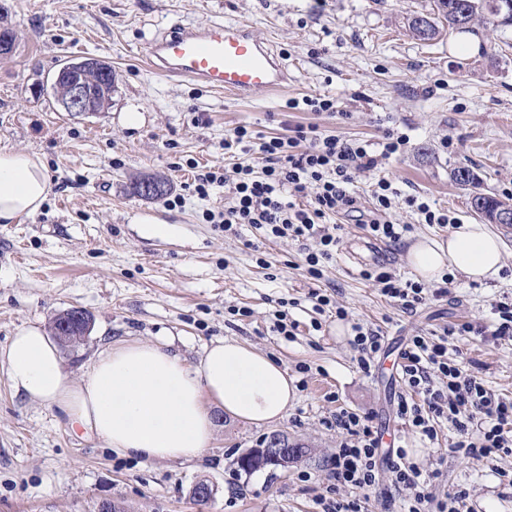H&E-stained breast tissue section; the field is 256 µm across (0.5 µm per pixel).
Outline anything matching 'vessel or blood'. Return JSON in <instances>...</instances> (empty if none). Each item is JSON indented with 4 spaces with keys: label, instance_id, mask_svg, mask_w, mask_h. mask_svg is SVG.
I'll list each match as a JSON object with an SVG mask.
<instances>
[{
    "label": "vessel or blood",
    "instance_id": "b4317fda",
    "mask_svg": "<svg viewBox=\"0 0 512 512\" xmlns=\"http://www.w3.org/2000/svg\"><path fill=\"white\" fill-rule=\"evenodd\" d=\"M149 68L242 96L276 91L288 74L267 42L240 22H215L204 28L173 26L145 48Z\"/></svg>",
    "mask_w": 512,
    "mask_h": 512
}]
</instances>
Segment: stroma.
<instances>
[{
	"label": "stroma",
	"instance_id": "obj_1",
	"mask_svg": "<svg viewBox=\"0 0 512 512\" xmlns=\"http://www.w3.org/2000/svg\"><path fill=\"white\" fill-rule=\"evenodd\" d=\"M431 0H0L16 33L12 57L0 58V149L39 155L52 189L40 212L0 224V346L17 328H50L71 308L88 311L93 327L77 348L62 347L73 378L87 372L99 348L122 340L173 339L189 365L218 339L251 345L297 381L287 418L264 426L213 409L210 448L191 460L120 457L63 412L16 397L0 370V512H98L111 501L125 512H321L328 461L341 436L328 422L345 408L371 416L423 469L439 464L435 496L465 487L475 512H512V455L493 462L451 452L440 423L436 442L421 439L397 417L406 389L380 370L409 337L440 335L467 322L483 324L491 305L512 297V242L504 243L502 280L456 276L447 294L426 296L416 311L380 295L345 268L348 253L365 254L368 236L342 223V245L311 279L302 243L267 241L242 227L225 234L205 210L224 206L223 188L209 197L194 179L210 167L251 163L252 153L226 156L224 133L238 125L270 136L283 127L316 125L348 139L378 142L383 131L408 135L404 153L382 169L395 191L392 216L414 237L444 238L447 229L420 223L406 206L420 196L461 223H475L468 190L452 172L466 167L481 190L512 198V26L475 41L455 34L417 40L406 14ZM237 21L284 55L287 88L243 98L148 69L142 49L160 30ZM109 62L118 90L100 112L63 111L50 90L58 65L75 57ZM330 95L344 101L340 118L287 108L289 99ZM164 175L171 196L132 193L135 178ZM166 233H155L156 225ZM332 295L314 309L310 292ZM349 322L378 328L382 349L362 371L349 335H337V307ZM297 327L274 331L276 311ZM464 363L500 396L512 399V342L475 336L460 341ZM275 432L306 446L288 468L246 474L237 460ZM200 479L217 488L212 502L190 497Z\"/></svg>",
	"mask_w": 512,
	"mask_h": 512
}]
</instances>
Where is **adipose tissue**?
<instances>
[{
  "instance_id": "ef3b65f1",
  "label": "adipose tissue",
  "mask_w": 512,
  "mask_h": 512,
  "mask_svg": "<svg viewBox=\"0 0 512 512\" xmlns=\"http://www.w3.org/2000/svg\"><path fill=\"white\" fill-rule=\"evenodd\" d=\"M49 192L38 155L0 150V224L37 214ZM407 259L426 282L447 273L497 281L503 269L501 243L483 224H460L447 238L418 240ZM0 366L14 394L64 411L70 425L116 455L147 460L202 456L213 440L212 407L260 426L285 419L296 398L285 368L234 340L207 345L194 366L165 339L115 343L99 351L76 381L63 369L55 341L26 326L0 347Z\"/></svg>"
}]
</instances>
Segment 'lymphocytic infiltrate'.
Returning <instances> with one entry per match:
<instances>
[{
	"label": "lymphocytic infiltrate",
	"mask_w": 512,
	"mask_h": 512,
	"mask_svg": "<svg viewBox=\"0 0 512 512\" xmlns=\"http://www.w3.org/2000/svg\"><path fill=\"white\" fill-rule=\"evenodd\" d=\"M407 142L406 134L392 130L374 145L323 133L315 125L274 136L237 126L224 135L225 153L255 150L260 167L207 171L198 175L194 190L205 198L213 187L221 186L228 194L223 210L205 212L208 223L223 225L228 231L246 224L268 240L314 242V250L305 256V266L309 275L318 278L324 261L339 249L333 216L355 214L357 223L379 241L397 244L411 232V225L389 217L394 191L387 179L373 184L371 208L366 213L361 212L353 190L359 174L373 172L383 161L400 154ZM363 276L404 309H415L425 298L423 283L395 272L381 268L364 271ZM491 313L493 320L487 326L466 323L435 340L411 337L400 354L401 379L409 395L397 403L399 419L421 438L435 440L437 422L447 420L455 435L452 450L487 461L512 454V401L493 393L464 369L461 361L450 357L448 342L470 336L511 342L512 299L492 303ZM334 425L342 436L329 467L334 487L367 492L385 478L395 491L407 492L404 512H472L466 488L435 498L430 475L410 461L405 448L383 453L381 436L369 416L342 409L336 412Z\"/></svg>",
	"instance_id": "f902f5d3"
}]
</instances>
